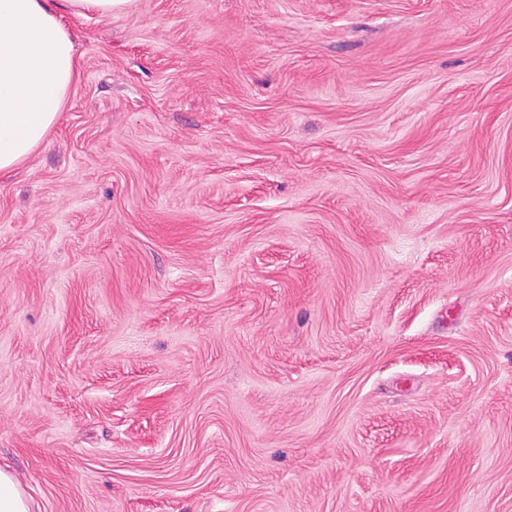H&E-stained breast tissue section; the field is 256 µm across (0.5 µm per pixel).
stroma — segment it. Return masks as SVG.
<instances>
[{
  "label": "stroma",
  "mask_w": 512,
  "mask_h": 512,
  "mask_svg": "<svg viewBox=\"0 0 512 512\" xmlns=\"http://www.w3.org/2000/svg\"><path fill=\"white\" fill-rule=\"evenodd\" d=\"M0 175L30 512H512V0H137Z\"/></svg>",
  "instance_id": "obj_1"
}]
</instances>
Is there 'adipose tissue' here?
<instances>
[{"label": "adipose tissue", "mask_w": 512, "mask_h": 512, "mask_svg": "<svg viewBox=\"0 0 512 512\" xmlns=\"http://www.w3.org/2000/svg\"><path fill=\"white\" fill-rule=\"evenodd\" d=\"M136 0H0V172L44 145L80 77L77 45L61 12L102 18Z\"/></svg>", "instance_id": "adipose-tissue-1"}]
</instances>
